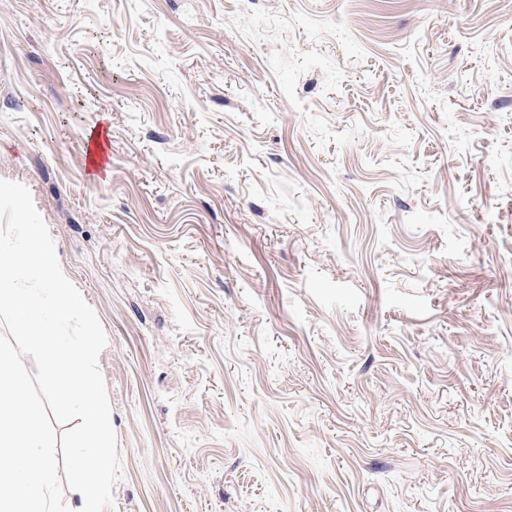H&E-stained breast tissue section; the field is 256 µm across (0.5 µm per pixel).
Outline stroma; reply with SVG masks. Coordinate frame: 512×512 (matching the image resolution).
Instances as JSON below:
<instances>
[{
    "label": "stroma",
    "mask_w": 512,
    "mask_h": 512,
    "mask_svg": "<svg viewBox=\"0 0 512 512\" xmlns=\"http://www.w3.org/2000/svg\"><path fill=\"white\" fill-rule=\"evenodd\" d=\"M0 179L107 335L105 512H512V0H0Z\"/></svg>",
    "instance_id": "obj_1"
}]
</instances>
